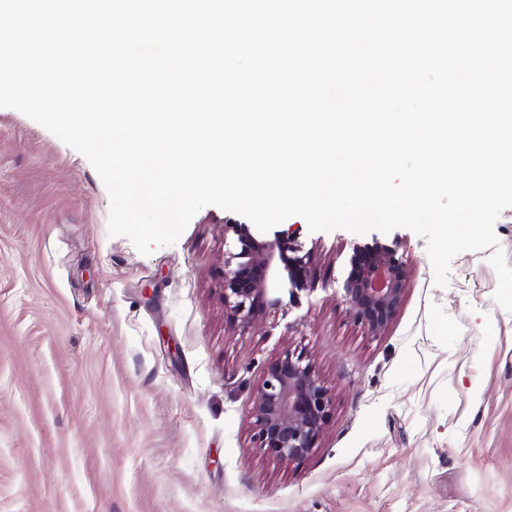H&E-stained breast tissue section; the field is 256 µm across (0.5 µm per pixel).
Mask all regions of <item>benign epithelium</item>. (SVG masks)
<instances>
[{
  "instance_id": "7a95c632",
  "label": "benign epithelium",
  "mask_w": 512,
  "mask_h": 512,
  "mask_svg": "<svg viewBox=\"0 0 512 512\" xmlns=\"http://www.w3.org/2000/svg\"><path fill=\"white\" fill-rule=\"evenodd\" d=\"M236 251L224 254V312L248 328L283 296L308 288L307 256H297L289 236L256 237L245 224H226ZM409 270L397 247L355 248L351 270L342 284L343 302L355 322L372 335L385 329L401 303ZM332 406V394L312 364L285 352L271 364L258 387L252 411L259 447L280 461L307 457L316 447Z\"/></svg>"
}]
</instances>
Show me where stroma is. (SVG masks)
<instances>
[{
  "mask_svg": "<svg viewBox=\"0 0 512 512\" xmlns=\"http://www.w3.org/2000/svg\"><path fill=\"white\" fill-rule=\"evenodd\" d=\"M109 215L81 153L0 108V512H512V312L490 250L440 287L409 229L304 227L310 288L243 329L221 288L244 216L204 207L144 255ZM376 243L410 277L372 336L341 285ZM287 350L333 395L293 462L255 447L251 419Z\"/></svg>",
  "mask_w": 512,
  "mask_h": 512,
  "instance_id": "1",
  "label": "stroma"
}]
</instances>
